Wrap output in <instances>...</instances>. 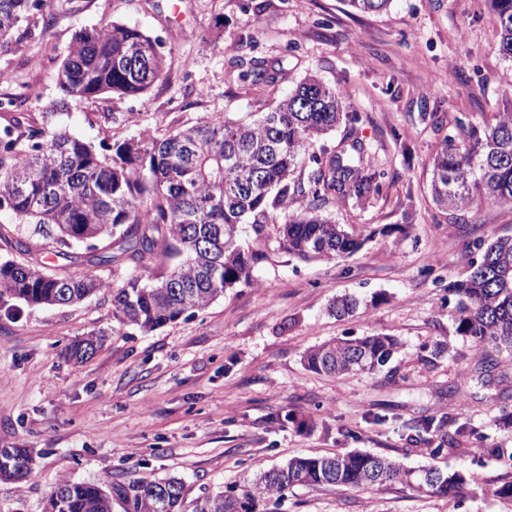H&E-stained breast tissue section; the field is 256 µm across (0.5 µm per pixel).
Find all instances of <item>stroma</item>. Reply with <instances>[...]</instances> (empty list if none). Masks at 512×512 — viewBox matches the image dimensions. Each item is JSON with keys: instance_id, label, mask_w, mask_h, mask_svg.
<instances>
[{"instance_id": "stroma-1", "label": "stroma", "mask_w": 512, "mask_h": 512, "mask_svg": "<svg viewBox=\"0 0 512 512\" xmlns=\"http://www.w3.org/2000/svg\"><path fill=\"white\" fill-rule=\"evenodd\" d=\"M53 16L0 51V100L44 127L91 143L169 133L211 114L266 111L274 94L314 75L357 110L352 133L386 161L380 195L324 212L364 238L356 253H276L252 283L226 289L194 316L109 337L85 363L72 341L112 326L109 291L72 306L0 299V448L34 449L23 483L0 479V512H44L61 481L119 483L136 473L183 478L188 498L253 478L297 455L352 450L406 468L462 472L461 497L414 484L295 487L277 512H512L495 496L512 481V362L494 354L490 380L470 374L481 352L456 332L449 284L479 259L476 239L512 234V203L439 207L432 159L446 139L512 107V61L498 48L489 0H391L360 13L344 0H53ZM121 22L160 39L164 74L143 97L67 96L61 57L83 28ZM264 59L276 87L230 78L231 63ZM438 111V120L426 119ZM352 295V314L329 310ZM397 339L392 360L342 377L309 370V349L345 336ZM444 420L461 447L431 457L412 428ZM497 454H488V447Z\"/></svg>"}]
</instances>
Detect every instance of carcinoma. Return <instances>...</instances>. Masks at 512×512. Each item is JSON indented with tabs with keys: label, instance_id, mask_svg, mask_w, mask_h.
Returning a JSON list of instances; mask_svg holds the SVG:
<instances>
[{
	"label": "carcinoma",
	"instance_id": "obj_1",
	"mask_svg": "<svg viewBox=\"0 0 512 512\" xmlns=\"http://www.w3.org/2000/svg\"><path fill=\"white\" fill-rule=\"evenodd\" d=\"M363 12H380L391 0H345ZM49 0H0V50L19 29L24 34L48 22ZM499 31L500 54L512 60V0H490ZM157 38L136 26L112 23L77 31L58 69L68 96L95 99L105 93L141 96L164 73ZM238 78L271 85L275 74L253 57ZM351 110L335 89L315 76L301 80L274 100L270 111L250 119L205 117L162 137L132 136L95 147L65 131L50 132L28 113L17 112L0 127V212L32 234L7 239L15 253L0 259V299L33 306H67L103 289L112 297V331L99 330L66 347L67 357L83 363L101 349L109 334L133 327L148 333L206 309L224 291L253 279L269 251L303 259L352 254L362 241L323 214L336 199L365 202L380 194L385 169L360 143L326 148L299 157L319 137L341 123L353 124ZM461 149L445 140L433 159L432 192L450 210L475 203V194L512 203V109L504 108L483 132L469 133ZM252 241L239 242L241 225ZM38 250L69 262L78 243L96 252L95 264L109 267L116 256L130 264L121 285L97 274H60L31 258ZM480 259L454 282L461 336L487 352L512 359V235L478 245ZM398 342L391 336L336 339L306 352L308 368L343 376L383 366ZM446 423L421 421L416 439L430 442L441 432L437 455L456 439ZM31 448L0 450V477H29ZM410 471L396 460L367 452L294 457L260 472L244 489L186 499L184 481L140 474L107 486L87 481L60 482L50 493L47 512H275L294 486L380 487L407 483ZM465 484L458 472L423 470L420 486L456 498Z\"/></svg>",
	"mask_w": 512,
	"mask_h": 512
}]
</instances>
